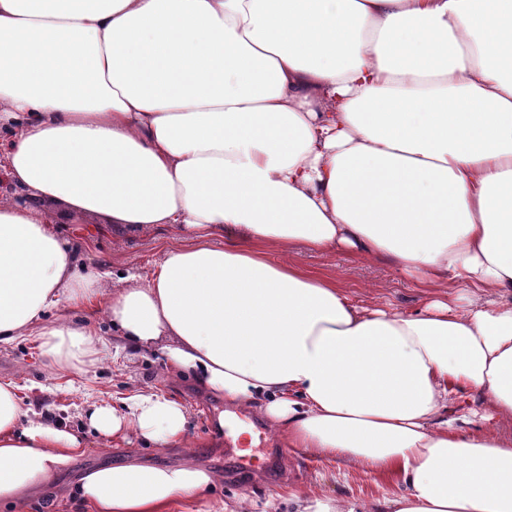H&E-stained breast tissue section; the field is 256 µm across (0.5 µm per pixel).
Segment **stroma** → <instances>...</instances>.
Wrapping results in <instances>:
<instances>
[{
  "instance_id": "1",
  "label": "stroma",
  "mask_w": 512,
  "mask_h": 512,
  "mask_svg": "<svg viewBox=\"0 0 512 512\" xmlns=\"http://www.w3.org/2000/svg\"><path fill=\"white\" fill-rule=\"evenodd\" d=\"M58 230L78 249L87 269L107 273V286H115L126 271L148 272L166 249L183 246L181 237L166 230L124 232L92 216L75 215ZM272 261L291 259L307 272L336 278L353 298L366 304L391 303L401 312L420 307L422 296L411 281L384 261H373L344 251L325 254L303 251L284 255L268 248ZM17 385L23 408L48 416L65 425L84 444L68 467L58 476L54 488L40 490L28 500V512H81L64 491L85 472L102 465L143 462L158 466L183 464L187 454L220 475L209 497L182 503L170 512H207L213 500L224 501L230 512H290L288 496L301 492L313 498H329L342 504L352 499L372 501L398 493L389 480L364 474L346 461L314 459L288 447L276 434L257 431L260 418L242 407L203 396L191 380L170 376L164 356L155 350L104 352L94 366L83 370L54 369L41 357L36 337L22 336L13 343L0 344V382ZM147 390L161 391L182 402L189 413L187 439L192 450L180 446L157 447L140 437L109 442L85 419L89 407L107 402L120 405L123 398ZM234 418L251 428L249 442L243 443L252 473L235 478L227 475L224 438L212 427L217 413Z\"/></svg>"
}]
</instances>
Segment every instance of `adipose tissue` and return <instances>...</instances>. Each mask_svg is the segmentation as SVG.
Here are the masks:
<instances>
[{"label": "adipose tissue", "instance_id": "obj_1", "mask_svg": "<svg viewBox=\"0 0 512 512\" xmlns=\"http://www.w3.org/2000/svg\"><path fill=\"white\" fill-rule=\"evenodd\" d=\"M0 344L97 361L59 315L105 302L118 350H159L290 447L352 461L400 494L293 512H512V0H0ZM95 214L171 227L149 275L80 269L53 226ZM223 245H214V238ZM388 259L432 297L361 305L266 249ZM106 437L184 442L182 403L93 405ZM83 448L0 383V504L52 485ZM216 473L101 466L87 512H169Z\"/></svg>", "mask_w": 512, "mask_h": 512}]
</instances>
